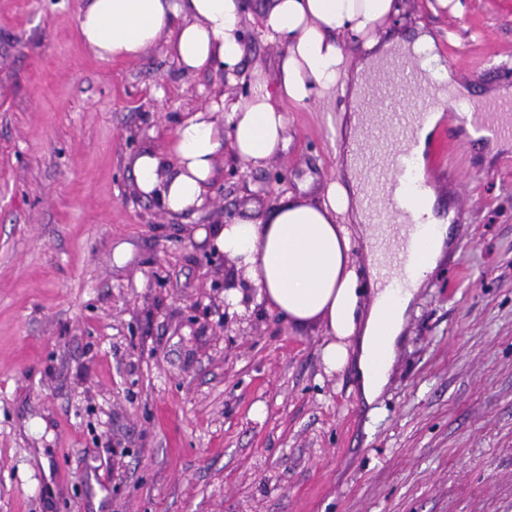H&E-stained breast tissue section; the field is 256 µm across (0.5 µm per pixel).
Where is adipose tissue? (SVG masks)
Wrapping results in <instances>:
<instances>
[{"instance_id": "1", "label": "adipose tissue", "mask_w": 512, "mask_h": 512, "mask_svg": "<svg viewBox=\"0 0 512 512\" xmlns=\"http://www.w3.org/2000/svg\"><path fill=\"white\" fill-rule=\"evenodd\" d=\"M397 11V0H268L260 24L283 48L275 81L255 79L246 98L190 115L167 152L139 153L132 162L139 194L171 217L202 208L225 153L260 167L286 148L287 120L279 102L303 106L333 93L358 101L364 74L395 57L417 58L421 83L439 79L440 55L431 33L418 31L411 40L386 37ZM77 30L100 59L136 60L165 44L190 73L234 76L245 53L241 0H85ZM351 35L366 38L356 60L344 50ZM441 119V112L428 114L412 159L415 189L406 204L427 214L429 238L393 306L362 302L365 290L352 259L355 241L364 239L374 262L382 249L378 228L359 205L353 157L345 159L347 181H330L317 199L288 193L267 210L195 233L235 261L267 311L296 327H323L327 339L320 355L327 370L356 358L361 393L369 402L389 379L406 310L442 253L435 193L422 176L424 151Z\"/></svg>"}]
</instances>
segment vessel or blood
<instances>
[{
  "label": "vessel or blood",
  "instance_id": "1",
  "mask_svg": "<svg viewBox=\"0 0 512 512\" xmlns=\"http://www.w3.org/2000/svg\"><path fill=\"white\" fill-rule=\"evenodd\" d=\"M411 88L409 79L393 73H379L372 79V97L378 102L405 100ZM440 105L448 114L449 131L468 128L481 140L512 139V103L502 104L497 112H485L476 105L465 109L447 98L441 99ZM424 118V113L401 110L362 115V127L377 135L378 141L371 146L358 147L357 161L362 166L363 184L361 204L371 223L389 228L386 240L392 248L382 262L372 267L376 280L388 290L384 298L388 304L395 301L389 291L391 272L413 270L420 260L413 247L419 239V226L401 223V207L394 190L410 183L411 158Z\"/></svg>",
  "mask_w": 512,
  "mask_h": 512
}]
</instances>
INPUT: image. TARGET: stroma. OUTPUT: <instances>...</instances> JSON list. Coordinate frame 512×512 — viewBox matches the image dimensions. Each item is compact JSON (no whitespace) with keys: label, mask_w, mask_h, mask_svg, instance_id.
Masks as SVG:
<instances>
[{"label":"stroma","mask_w":512,"mask_h":512,"mask_svg":"<svg viewBox=\"0 0 512 512\" xmlns=\"http://www.w3.org/2000/svg\"><path fill=\"white\" fill-rule=\"evenodd\" d=\"M460 3L399 0L390 30H429L492 112L512 88V0ZM83 4L0 0V512H512V142L448 141L427 174L439 215L462 219L369 403L353 369L325 370L322 327L265 311L195 236L338 178L348 98L282 102L287 150L225 154L206 205L170 218L132 159L275 80L263 0H244L229 81L162 44L97 58Z\"/></svg>","instance_id":"obj_1"}]
</instances>
